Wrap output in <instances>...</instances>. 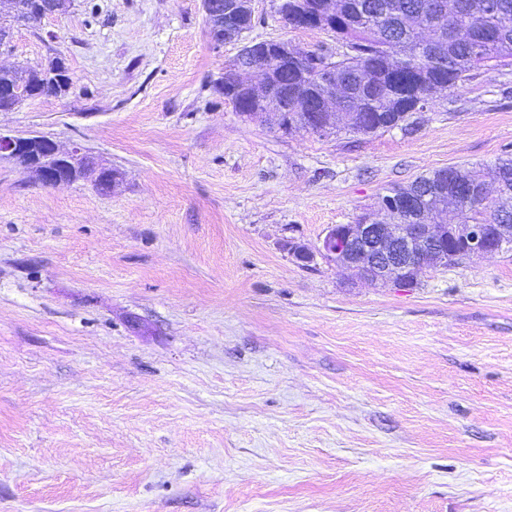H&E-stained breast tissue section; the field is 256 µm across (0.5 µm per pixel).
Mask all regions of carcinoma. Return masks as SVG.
<instances>
[{"label":"carcinoma","instance_id":"carcinoma-1","mask_svg":"<svg viewBox=\"0 0 512 512\" xmlns=\"http://www.w3.org/2000/svg\"><path fill=\"white\" fill-rule=\"evenodd\" d=\"M321 0H304L300 12L283 16L295 29L336 34L343 51L333 64L336 80L301 57L266 62L267 108H286L278 129L308 130L310 123L340 112L362 134L387 131L406 121L413 100H429L432 86H457L483 67L512 66V0H335L336 23L316 26L303 15ZM34 0H0V34L35 20ZM72 86L66 59L0 68V88L26 99L63 97ZM411 193L435 206L452 202L462 224H496L512 215V156L483 169L448 167L415 179L381 201Z\"/></svg>","mask_w":512,"mask_h":512}]
</instances>
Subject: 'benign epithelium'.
<instances>
[{"instance_id": "7a95c632", "label": "benign epithelium", "mask_w": 512, "mask_h": 512, "mask_svg": "<svg viewBox=\"0 0 512 512\" xmlns=\"http://www.w3.org/2000/svg\"><path fill=\"white\" fill-rule=\"evenodd\" d=\"M252 0H202L208 26L224 27V33L240 39L248 31L240 15L239 4ZM71 0H36L34 9L47 16L63 12ZM254 53L244 52L233 67L237 85L249 92L253 100L261 99L267 85L246 83L242 74L262 71L261 64L269 55L282 58L294 54L288 42L268 40L253 44ZM12 159L34 172L45 186L67 183L70 178L59 168L71 167L96 173L95 183L113 189L118 173L98 164L90 152L79 144L62 150L46 135L0 134V158ZM512 250V226L508 224H390L363 215L354 224H334L327 228L321 246L313 251L291 241L289 253L302 263H310L319 255L337 266L352 271L359 278L383 286L403 287L425 268L428 261L455 265L473 256Z\"/></svg>"}]
</instances>
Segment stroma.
I'll return each instance as SVG.
<instances>
[{
    "label": "stroma",
    "mask_w": 512,
    "mask_h": 512,
    "mask_svg": "<svg viewBox=\"0 0 512 512\" xmlns=\"http://www.w3.org/2000/svg\"><path fill=\"white\" fill-rule=\"evenodd\" d=\"M84 0L15 29L61 98L0 133L78 143L120 180L0 160V512H512V252L352 280L316 248L387 188L512 154V68L416 128L285 134L212 91L237 55L201 0ZM248 41L337 50L254 0Z\"/></svg>",
    "instance_id": "1"
}]
</instances>
